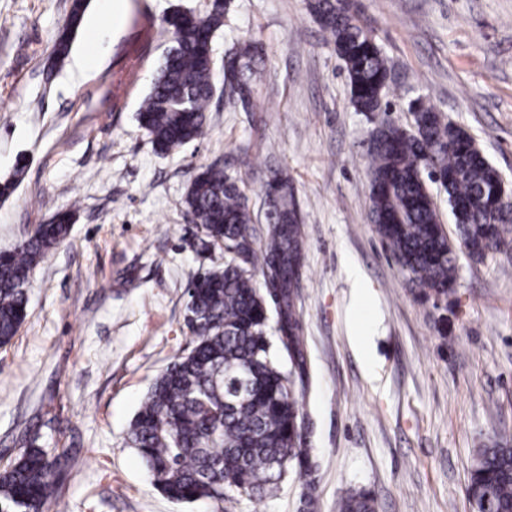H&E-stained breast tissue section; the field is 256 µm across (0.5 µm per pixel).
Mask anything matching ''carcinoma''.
<instances>
[{"instance_id": "carcinoma-1", "label": "carcinoma", "mask_w": 512, "mask_h": 512, "mask_svg": "<svg viewBox=\"0 0 512 512\" xmlns=\"http://www.w3.org/2000/svg\"><path fill=\"white\" fill-rule=\"evenodd\" d=\"M230 0H215L208 13L189 14L171 29L173 46L138 110V122L163 154L201 138L219 79L214 60L200 47L204 34L224 24ZM308 8L343 62L350 102L357 112H381L368 149L369 209L375 232L422 295L448 299L456 282L461 244L482 258L509 244L512 217L500 199L501 173L475 139L422 97L412 123L390 118L391 70L380 45L359 20L356 0H309ZM71 48L65 30L53 59ZM232 76L224 87L236 110L262 107L263 55L244 38L231 51ZM439 176L448 194L456 237L445 231L428 189ZM268 209L256 235L244 180L219 164L202 168L184 198L202 228L195 244L204 255L224 250V264L198 271L187 287L185 322L190 350L177 356L151 383L128 437L154 484L171 501L222 503L234 495L261 497L278 488L288 464L307 455L300 433L303 410L297 385L304 371L284 359L302 354L299 311L303 265L302 215L288 174L265 183ZM70 214L40 224L10 251L0 252V345L17 334L27 314L34 269L69 234ZM260 271L262 287L254 272ZM67 452L48 453L31 443L0 470V507L43 512L57 491ZM467 493L491 495L497 512H512V446L493 440L478 449ZM338 512H375L365 492L346 491Z\"/></svg>"}]
</instances>
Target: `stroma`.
Wrapping results in <instances>:
<instances>
[{
	"label": "stroma",
	"instance_id": "35a3bbf8",
	"mask_svg": "<svg viewBox=\"0 0 512 512\" xmlns=\"http://www.w3.org/2000/svg\"><path fill=\"white\" fill-rule=\"evenodd\" d=\"M72 0H0V250L55 213L71 231L36 267L27 316L0 346V467L29 443L71 456L45 512H337L346 490L375 512H472L478 448L512 443V246L458 252L447 302L423 300L370 219L367 144L379 113L354 111L341 61L307 0H232L213 50H265L260 112L216 92L207 134L157 154L137 113L171 44L175 11L210 0H127L96 49L77 29L53 64ZM392 67L393 119L425 96L474 137L512 188V0H360ZM262 182L283 167L304 217L300 290L313 465L290 464L256 502L176 504L128 439L151 380L186 349V288L224 253L198 255L186 188L200 167ZM369 291L351 300L350 269Z\"/></svg>",
	"mask_w": 512,
	"mask_h": 512
}]
</instances>
